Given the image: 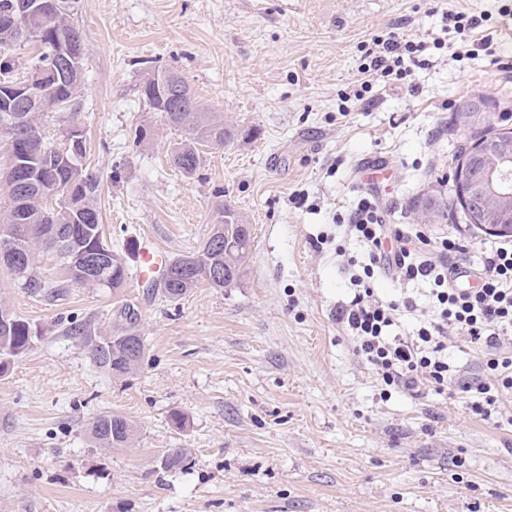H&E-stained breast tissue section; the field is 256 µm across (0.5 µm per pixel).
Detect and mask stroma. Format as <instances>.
I'll return each instance as SVG.
<instances>
[{
    "label": "stroma",
    "mask_w": 512,
    "mask_h": 512,
    "mask_svg": "<svg viewBox=\"0 0 512 512\" xmlns=\"http://www.w3.org/2000/svg\"><path fill=\"white\" fill-rule=\"evenodd\" d=\"M482 15L493 56H455L459 41L415 70L412 88L374 83L362 105V47L400 24L439 32L444 10ZM84 89L78 120L100 180L102 230L114 250L150 235L170 255L194 251L224 196L254 243L234 288L177 302L129 277L110 291L74 285L54 302L0 270V301L40 330L0 376V512H512V424L467 413L453 391L380 396L336 310L351 267L336 255L360 192L388 224L456 235L476 268L494 235L466 224L454 173L483 129L456 126L474 96L491 127L512 128V0H80ZM174 67L240 134L205 148L199 171L169 161L184 132L147 111V67ZM389 175L369 181L363 160ZM137 315L145 359L116 376L97 368L70 322L112 329ZM133 420L127 447L101 448L102 412ZM185 418L175 428L171 412ZM182 448V469L156 471Z\"/></svg>",
    "instance_id": "stroma-1"
}]
</instances>
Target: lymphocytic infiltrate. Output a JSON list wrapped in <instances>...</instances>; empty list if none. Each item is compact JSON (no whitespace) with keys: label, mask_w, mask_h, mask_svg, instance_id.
<instances>
[{"label":"lymphocytic infiltrate","mask_w":512,"mask_h":512,"mask_svg":"<svg viewBox=\"0 0 512 512\" xmlns=\"http://www.w3.org/2000/svg\"><path fill=\"white\" fill-rule=\"evenodd\" d=\"M445 25L467 38L473 51H489L492 31L484 17L462 11L443 13ZM440 39L414 41L396 30L374 36L366 51L362 71L386 81L404 82L414 69L428 66ZM366 250L351 282L353 293L338 312V320L351 332L361 360L379 377L382 395L406 391L414 395L454 389L466 400L468 410L491 418L502 398L512 394V246L484 251L477 288H459L449 276L456 273L457 255L467 247L460 239L431 240L423 230L387 224L375 198L361 194L345 226ZM397 280L428 285V304L401 294L384 300L375 295L371 281L376 272ZM416 313V325L405 336L393 329L401 312ZM458 337L483 355L480 376L461 380L457 366L448 360L450 337Z\"/></svg>","instance_id":"lymphocytic-infiltrate-1"}]
</instances>
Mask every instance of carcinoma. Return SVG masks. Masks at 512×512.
<instances>
[{"mask_svg":"<svg viewBox=\"0 0 512 512\" xmlns=\"http://www.w3.org/2000/svg\"><path fill=\"white\" fill-rule=\"evenodd\" d=\"M19 0H0V84L12 82L29 68L47 74L49 87L45 103L29 105L16 113L19 126L5 125L11 114L0 112V127L11 137V164L7 176L9 207L0 218V241L7 238L11 251L0 252V267L6 269L26 293L53 300L71 284L116 291L126 284L128 267L103 237L99 207V181L84 165L87 140L81 124H70L72 139L68 159L47 149L45 138L25 137V131L38 129L39 116L46 112H79L84 78V60L64 74L57 73L54 43L67 42L73 52L83 45V33L74 23L79 0H56L51 14L18 13ZM32 46L35 54L18 62L16 51ZM140 97L150 112H158L169 126L188 131L184 140L171 149L172 166L186 176L200 165L199 147H222L237 136L238 128L224 125V118L201 102L184 76L173 67H154L139 86ZM59 202L49 203L55 196ZM214 222L209 236L187 254L170 258L168 278H161L162 295L171 302L181 300L194 288H234L242 279L253 246L250 225L238 210L224 200L216 201ZM466 221L476 227L512 222V198L498 197L475 213L463 202ZM53 254L61 263V280L53 284L40 276L35 255ZM100 255L104 265L98 273L82 279L79 272L86 257ZM223 272L219 279L216 272ZM125 321L104 335L94 324L73 323L66 335L86 347L96 367L115 375L127 374L142 361L143 337L135 329L136 318L127 311ZM38 330L0 302V376L32 346ZM137 434L133 421L120 413L104 412L90 423L91 438L103 448H123ZM182 448H168L158 454L157 469L171 472L183 467Z\"/></svg>","mask_w":512,"mask_h":512,"instance_id":"obj_1","label":"carcinoma"}]
</instances>
